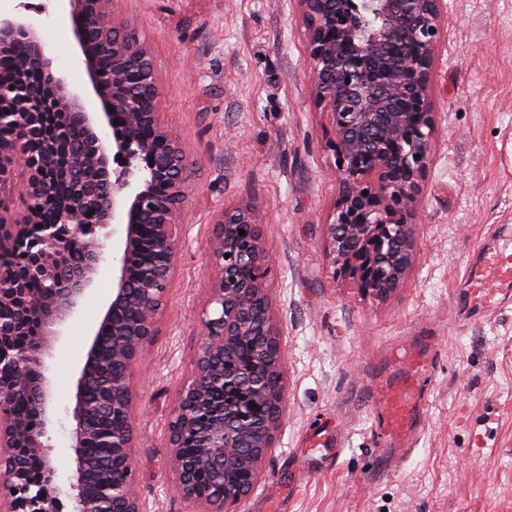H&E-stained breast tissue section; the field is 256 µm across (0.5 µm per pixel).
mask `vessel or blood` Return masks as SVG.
<instances>
[{"label":"vessel or blood","instance_id":"b4317fda","mask_svg":"<svg viewBox=\"0 0 512 512\" xmlns=\"http://www.w3.org/2000/svg\"><path fill=\"white\" fill-rule=\"evenodd\" d=\"M468 300L476 309L512 303V225L502 224L491 247L466 279ZM394 377L377 381L368 397L374 433L380 447L397 449L413 438L423 406V383L430 359L419 348L407 347L390 355Z\"/></svg>","mask_w":512,"mask_h":512}]
</instances>
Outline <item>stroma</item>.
I'll list each match as a JSON object with an SVG mask.
<instances>
[{"label":"stroma","instance_id":"1","mask_svg":"<svg viewBox=\"0 0 512 512\" xmlns=\"http://www.w3.org/2000/svg\"><path fill=\"white\" fill-rule=\"evenodd\" d=\"M445 4L416 259L381 300L336 271L327 234L339 192L333 133L313 99L296 0H112L150 52L160 122L182 142L191 174L157 334L134 365L133 454L149 512L186 510L168 425L198 355L214 220L238 205L265 213L286 369L283 423L242 512H512V305L473 315L463 286L478 246L496 225H512V0ZM22 12L52 70L101 111L62 0H0V15ZM119 267V253H107L48 361L49 454L64 476L76 382ZM403 336L430 337L435 358L418 439L386 467L360 388L384 346ZM324 429L346 435L343 453L308 452L305 440Z\"/></svg>","mask_w":512,"mask_h":512}]
</instances>
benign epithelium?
<instances>
[{
    "label": "benign epithelium",
    "instance_id": "1",
    "mask_svg": "<svg viewBox=\"0 0 512 512\" xmlns=\"http://www.w3.org/2000/svg\"><path fill=\"white\" fill-rule=\"evenodd\" d=\"M70 15L85 19L95 8L106 38L91 44L85 25L74 29L77 51L90 83L109 112H88L71 93L65 77L53 74L61 101L83 128L86 151L76 160L112 179L91 182L79 196L64 201L54 224H41L37 210L28 208L17 218L0 215V304H11L23 319L42 311L41 336L32 353L21 361L15 355L18 322L0 324V375L13 377L0 385V512H146L136 490L133 456V367L156 336L157 314L174 266L180 213L190 188L185 153L179 139L161 126L157 115L159 87L150 52L121 33L107 11L109 0H68ZM305 29L307 58L316 104L332 121V150L339 180V198L328 223L333 255L342 261L340 272L354 279L367 295L386 298L404 282L416 255L414 208L421 192L437 128L432 83L447 20L444 0H298ZM20 40L28 60L50 68L34 22L25 14L0 16V44ZM112 56V81L103 76L99 55ZM145 76L152 94L147 112L132 109L131 84ZM16 145L0 147V183L17 170L26 176L27 199L39 196L47 179L44 161H37L18 144L36 137L44 113L22 92L14 110ZM118 124H113V121ZM112 126L113 155L96 133L97 123ZM147 128L151 137L139 130ZM169 159L166 175L150 170L134 175L138 163L158 154ZM121 169L109 170V159ZM99 204L98 219L86 216L89 197ZM212 243L213 288L211 312L203 321V338L191 382L183 386L169 424L170 467L176 491L187 512H240L238 506L261 478L262 462L274 444L282 420L285 397L284 348L266 286L269 255L262 236L243 239L239 230L258 228L261 213L249 205L229 208L216 216ZM42 228H37V225ZM125 226L120 276L112 301L99 325L80 369L71 433L72 474L68 491L57 483L58 467L47 454L54 422L52 387L47 362L65 323L78 310L90 289L107 244L96 229ZM83 241L86 251L71 264L69 245ZM150 244L163 253L164 264L152 275L154 287L134 279L133 260ZM24 249L26 267L17 269L4 259ZM37 272L48 282L43 303L32 299L24 278ZM112 329V359L123 371L112 374V405L125 412L123 426L112 432V456L99 478L112 483L109 507L87 493L89 462L85 448L93 435L88 425L87 391L104 367L99 350L101 332ZM257 336L250 359H236L238 347ZM16 392L26 393L38 416L27 431L9 411ZM192 431L198 448L182 450ZM36 456L44 476L32 480L27 459ZM214 474L216 492L197 493L198 474Z\"/></svg>",
    "mask_w": 512,
    "mask_h": 512
}]
</instances>
